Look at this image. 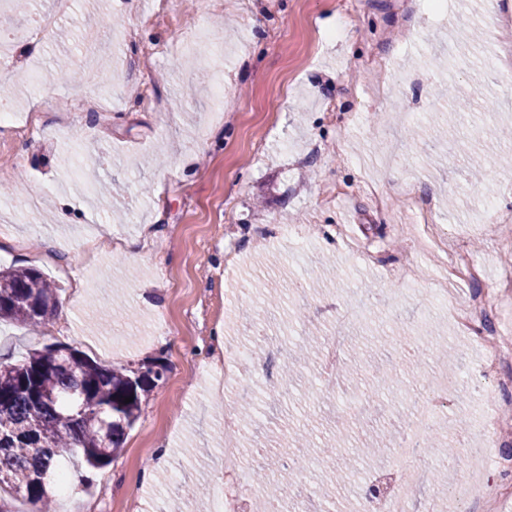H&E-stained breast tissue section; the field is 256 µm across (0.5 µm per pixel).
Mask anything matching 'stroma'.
I'll return each mask as SVG.
<instances>
[{"mask_svg":"<svg viewBox=\"0 0 512 512\" xmlns=\"http://www.w3.org/2000/svg\"><path fill=\"white\" fill-rule=\"evenodd\" d=\"M54 0H33L31 13H53L48 31L12 46L0 87L16 111H40L25 136L0 128V266L38 269L59 290V310L32 330L0 322V361L68 344L103 364L135 369L163 363V381L143 400L121 450L90 482L61 496L64 512H208L207 496L185 506L184 481L210 486L224 475V402L202 368L218 336L288 339V359L301 339H322L337 302L358 310V338L348 356L368 369L403 362L367 412L346 408L363 384L344 379L334 400H314L312 368L283 376L277 400L262 376L244 386L250 411L249 472L273 470L285 454L278 427L304 405L320 440L317 465L289 494L310 512H360L372 479L391 471L397 415L424 380L458 379L448 391L449 430L424 459L437 463L429 492L442 512H474L448 491L438 463L463 455L465 422L484 400L512 396V366L486 374L480 350L458 333L436 301L435 278L446 251L465 241L483 275L456 280L453 302L496 294L512 246V69L487 65L493 38L512 42V28L491 35L489 0H448L446 15L418 5L419 35L405 39L406 0H176V12L150 21V0H74L54 13ZM200 29L224 46L222 71L210 72ZM452 53L444 68L432 59ZM376 54L392 67H367ZM91 66L93 80L56 75L60 58ZM39 59L45 83L27 69ZM222 82L215 102L212 86ZM99 99L107 112L60 121L51 99ZM464 105L454 133L443 119ZM376 183L389 200L376 207ZM436 206L441 248L421 249V232L404 211L408 194ZM493 202L497 218L479 215ZM68 213L70 222L58 219ZM283 219L304 232L306 250L277 245L267 231ZM401 268L405 286L385 282ZM236 301L217 315L225 292ZM357 463L358 477L330 480L334 466Z\"/></svg>","mask_w":512,"mask_h":512,"instance_id":"1","label":"stroma"}]
</instances>
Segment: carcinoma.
Listing matches in <instances>:
<instances>
[{"instance_id": "obj_1", "label": "carcinoma", "mask_w": 512, "mask_h": 512, "mask_svg": "<svg viewBox=\"0 0 512 512\" xmlns=\"http://www.w3.org/2000/svg\"><path fill=\"white\" fill-rule=\"evenodd\" d=\"M57 292L35 268L0 269V320L43 326L56 314ZM165 372L163 364L114 368L64 344L0 363V487L33 512H60L50 490L60 449L90 471L109 465Z\"/></svg>"}]
</instances>
